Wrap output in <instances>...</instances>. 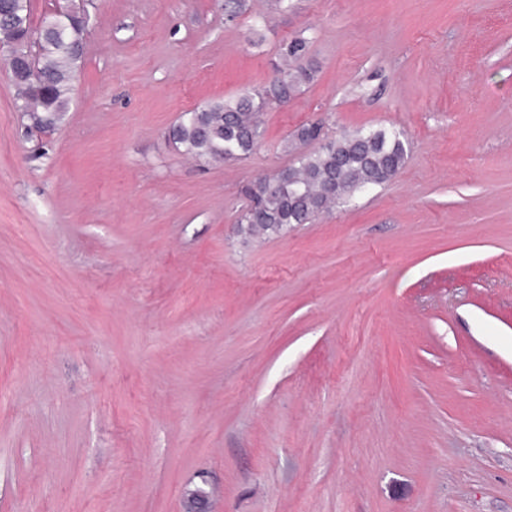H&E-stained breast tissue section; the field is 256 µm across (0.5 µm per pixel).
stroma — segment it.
<instances>
[{
    "label": "stroma",
    "mask_w": 512,
    "mask_h": 512,
    "mask_svg": "<svg viewBox=\"0 0 512 512\" xmlns=\"http://www.w3.org/2000/svg\"><path fill=\"white\" fill-rule=\"evenodd\" d=\"M65 124L0 60V512H512V0H75ZM312 82L204 164L178 116ZM404 131L389 181L250 239L246 185Z\"/></svg>",
    "instance_id": "stroma-1"
}]
</instances>
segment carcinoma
<instances>
[{
  "label": "carcinoma",
  "instance_id": "carcinoma-1",
  "mask_svg": "<svg viewBox=\"0 0 512 512\" xmlns=\"http://www.w3.org/2000/svg\"><path fill=\"white\" fill-rule=\"evenodd\" d=\"M54 20L51 14L35 25L32 0H0V44L31 52L40 78L23 107L58 127L70 112L72 83L84 59L86 26L79 10L58 29ZM307 53V40L283 41L279 58L296 66L278 68L281 80L237 97L198 104L172 127V140L185 154L205 163L250 155L261 139V112L279 99L294 96L313 79V65L299 64ZM406 158L407 141L399 131H358L330 140L292 163L295 190L285 185L270 192L262 179L246 189L252 205L239 220V232L247 237L270 236L290 224H306L330 204L390 180ZM333 177L336 195L329 198L327 183Z\"/></svg>",
  "mask_w": 512,
  "mask_h": 512
}]
</instances>
